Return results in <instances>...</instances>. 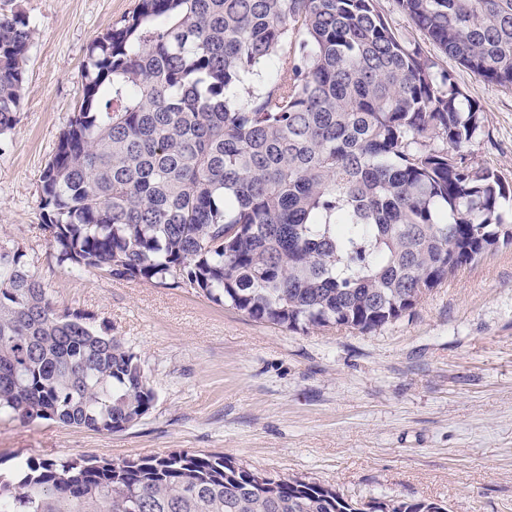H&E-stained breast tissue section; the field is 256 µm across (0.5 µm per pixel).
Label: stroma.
Instances as JSON below:
<instances>
[{"label": "stroma", "mask_w": 512, "mask_h": 512, "mask_svg": "<svg viewBox=\"0 0 512 512\" xmlns=\"http://www.w3.org/2000/svg\"><path fill=\"white\" fill-rule=\"evenodd\" d=\"M138 0H0L34 32L19 121L0 143V242L20 248L59 308L79 309L141 356L156 393L119 433L0 417L16 457L121 461L217 454L346 499H428L512 512V246L489 252L381 330L292 333L194 288L67 273L41 230L40 175L82 101L87 48ZM483 129L473 162L512 183V89L440 56Z\"/></svg>", "instance_id": "stroma-1"}]
</instances>
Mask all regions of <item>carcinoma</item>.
Returning <instances> with one entry per match:
<instances>
[{
    "label": "carcinoma",
    "mask_w": 512,
    "mask_h": 512,
    "mask_svg": "<svg viewBox=\"0 0 512 512\" xmlns=\"http://www.w3.org/2000/svg\"><path fill=\"white\" fill-rule=\"evenodd\" d=\"M440 53L512 87V0H396ZM26 17L0 15V138L19 121ZM268 69L258 89L246 81ZM83 102L40 176L67 272L197 288L290 332L381 329L499 246L512 187L466 148L479 109L376 0H138L88 48ZM140 355L60 311L0 244V416L125 431ZM373 512H448L372 499ZM335 489L179 451L20 458L0 512H362Z\"/></svg>",
    "instance_id": "carcinoma-1"
}]
</instances>
